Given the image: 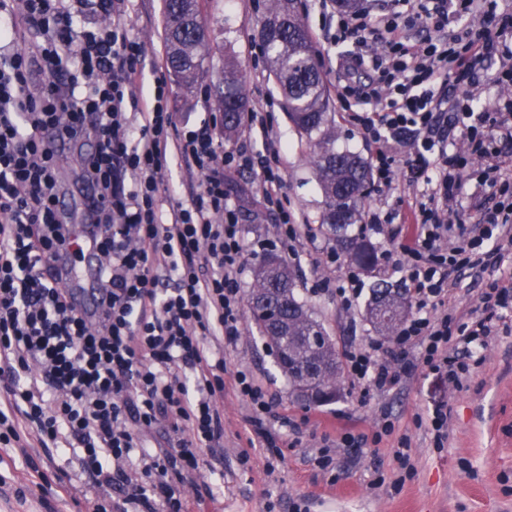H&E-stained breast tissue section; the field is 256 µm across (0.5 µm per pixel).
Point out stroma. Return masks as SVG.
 Instances as JSON below:
<instances>
[{"label": "stroma", "mask_w": 512, "mask_h": 512, "mask_svg": "<svg viewBox=\"0 0 512 512\" xmlns=\"http://www.w3.org/2000/svg\"><path fill=\"white\" fill-rule=\"evenodd\" d=\"M200 4L213 29L207 74L190 99L170 92L169 108L182 122L196 124L208 117L214 110L213 94L224 79V59L235 56L249 110L269 113L281 140L283 192L299 225L297 240L280 245L276 217L253 173L225 169V186L242 214L248 252L249 265L240 276L243 292L252 288V264L264 252L276 250L293 270L298 298L322 323L337 353L376 342L391 347L392 339L374 328L366 309L375 282L402 288L406 285L402 274L377 263L371 272L362 273L364 288L348 308L334 291L315 288L318 280L336 279L355 266L344 255L338 262L330 260L336 247L320 223L324 196L309 162L311 146L289 122L281 106L280 86L257 49L254 31L266 0H200ZM301 12L329 96H336L345 84L366 81L367 70L349 71L341 64L356 52L354 41L336 46L327 38L336 27L337 4L302 0ZM124 21L145 45L138 84L144 94L152 89L156 71L164 64L163 0H130ZM502 62L498 52L480 61L479 83L472 91L474 110L506 96V89L495 83ZM163 180L170 187L162 205L166 213L187 203L199 184L197 172L174 150L168 155ZM415 205V192L406 182L389 189L372 186L364 213H396L384 234L370 237L376 253L397 247L414 221ZM451 277L455 286L448 306L457 315H468L487 283L512 285V246L505 248L496 267L455 271ZM500 316L499 335L486 346L474 347L459 388L420 367L364 404L347 380H340L338 399L325 405L295 400L265 337L251 316H244L242 335L224 350V396L217 401L224 415V449L217 456L199 449L204 483L184 487L186 512H289L293 498L306 500L309 512H512V306L501 310ZM240 370L250 372L273 398L275 418L270 426L280 438L278 448L264 447L253 432L250 408L234 385L233 376ZM441 404L448 410V435L438 445L430 418ZM384 415L392 432L380 442L343 454L332 449L320 454L323 436L335 438L348 431L372 434ZM403 439L409 443L405 463L394 455ZM106 495L75 454L39 447L33 430L22 431L20 441H0V512H93L94 504Z\"/></svg>", "instance_id": "stroma-1"}]
</instances>
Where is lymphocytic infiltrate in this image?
<instances>
[{"instance_id": "1", "label": "lymphocytic infiltrate", "mask_w": 512, "mask_h": 512, "mask_svg": "<svg viewBox=\"0 0 512 512\" xmlns=\"http://www.w3.org/2000/svg\"><path fill=\"white\" fill-rule=\"evenodd\" d=\"M124 4L100 0L106 21L82 30L59 0H0V30L21 18L36 40L34 50L0 56V390L7 398L0 427L15 438L22 427L34 428L44 448L80 449L84 469L116 494L95 512H184L179 485L197 472L198 449L224 438L216 406L224 349L243 330L246 249L225 166L239 160L256 175L286 239L297 235L296 217L282 191L281 145L263 113L248 117L264 134L262 150L234 156L216 137L217 118L178 123L165 76L140 99L144 47L123 22ZM452 15L459 26H449ZM430 18L441 35L420 44L404 37L399 16L367 11L340 18L334 37L340 43L368 30L387 33L374 59L376 78L346 86L341 109L376 146L374 181L389 187L403 172L427 185L403 257L391 263L410 283L414 311L392 348L345 354L349 384L365 397L393 388L420 364L458 383L452 338L485 344L499 309L512 303V290L494 283L471 321L446 308L450 270L490 266L512 238L511 201L457 233L447 219L449 202L469 185L465 157L448 150V130L459 131L496 171L486 144L512 126V115L474 111L448 91L465 95L476 86V66L512 32V12L497 11L494 0H449ZM36 68L45 83L35 95L29 78ZM408 135L416 157L404 170L397 145ZM86 138L94 150L82 162L86 223L78 228L56 216L55 144ZM173 149L201 182L188 204L166 214L162 173ZM90 245L101 266L92 321L55 269L57 258L73 262ZM161 269L175 287H160ZM236 385L256 433L267 435L273 405L264 389L243 370ZM163 421L177 440L151 450L144 438ZM132 466L140 482L130 478Z\"/></svg>"}]
</instances>
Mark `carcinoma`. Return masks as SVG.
<instances>
[{"label": "carcinoma", "mask_w": 512, "mask_h": 512, "mask_svg": "<svg viewBox=\"0 0 512 512\" xmlns=\"http://www.w3.org/2000/svg\"><path fill=\"white\" fill-rule=\"evenodd\" d=\"M166 65L184 95L193 94L204 73L210 27L199 0H163ZM270 69L278 81L288 119L312 142V167L326 198L321 216L334 236L336 247L352 263L370 268L375 252L362 236L352 233L362 222V206L371 182V166L362 157L333 147V121L327 90L311 55V39L298 0H268L257 27ZM224 116V140L240 131L247 108L239 64L231 56L224 62V90L216 96ZM256 288L248 299L249 311L267 344L275 350L279 368L288 376L292 394L301 399L314 385H303L304 371L324 365L340 374L336 347L296 297L288 263L268 253L253 268ZM409 308L405 293L379 281L372 288L367 319L382 334L392 336Z\"/></svg>", "instance_id": "obj_1"}]
</instances>
